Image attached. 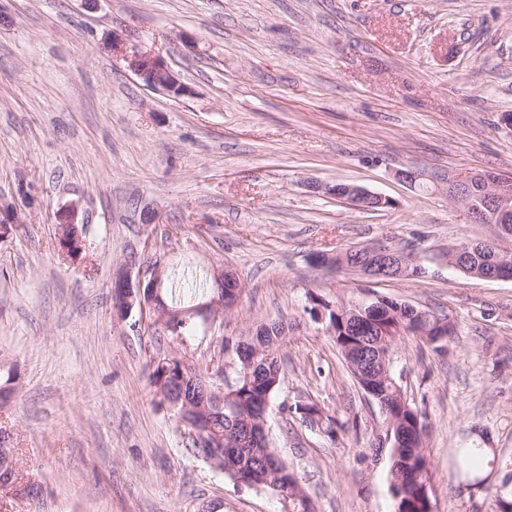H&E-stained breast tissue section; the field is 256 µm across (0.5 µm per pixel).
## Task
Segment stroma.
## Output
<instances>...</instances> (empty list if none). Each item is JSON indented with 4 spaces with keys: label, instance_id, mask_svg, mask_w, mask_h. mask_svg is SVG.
<instances>
[{
    "label": "stroma",
    "instance_id": "35a3bbf8",
    "mask_svg": "<svg viewBox=\"0 0 512 512\" xmlns=\"http://www.w3.org/2000/svg\"><path fill=\"white\" fill-rule=\"evenodd\" d=\"M152 50L190 92L151 90L119 52ZM424 176H512V0H0V364L16 367L0 425L16 444L0 512H280L193 455L158 407L152 363L182 357L214 386L234 346L284 321L269 443L315 512H394L384 416L336 347L329 307L393 298L448 317L442 351L413 336L393 373L428 424L433 512H497L503 471L459 477L456 451L512 456V281L426 262L373 280L313 264L377 242L436 250L494 239ZM351 183L372 212L315 192ZM77 212L81 253L60 249ZM155 216L145 223L144 213ZM232 271L242 292L176 337L112 306L118 271ZM309 400L335 438L293 410Z\"/></svg>",
    "mask_w": 512,
    "mask_h": 512
}]
</instances>
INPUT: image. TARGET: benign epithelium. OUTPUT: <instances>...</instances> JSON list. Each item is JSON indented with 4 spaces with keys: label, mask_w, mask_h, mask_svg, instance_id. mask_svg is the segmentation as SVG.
<instances>
[{
    "label": "benign epithelium",
    "mask_w": 512,
    "mask_h": 512,
    "mask_svg": "<svg viewBox=\"0 0 512 512\" xmlns=\"http://www.w3.org/2000/svg\"><path fill=\"white\" fill-rule=\"evenodd\" d=\"M127 67L136 76L148 79V88L161 90L175 96L189 93L177 74L169 69L153 51L134 50L125 53ZM435 180L446 184L448 196L467 207L474 221L481 224L497 225V235L501 240L512 238V232L503 227L506 215L512 212V180L505 176L489 175L486 173L471 172L464 176L448 179L440 174ZM312 189L345 201L349 206L357 209H372L377 203H382L386 197L372 192L356 184L336 183L314 184ZM472 243L464 241L453 245L440 253L441 259L448 265L467 272V275L485 280H512V252L504 250L494 243L487 244L493 254L494 267L498 272L487 274L479 269H467L464 260L470 252ZM366 250L374 258L373 263L362 269L354 271L368 278H384L392 274L394 278H414L424 270L422 265L423 249L414 243L404 245L378 243L366 246ZM224 304L215 298L199 307L200 316L211 321L223 313ZM183 402V412H191L197 418L194 432L205 437L208 429H200L209 415V393L203 392L196 396L191 394L180 395Z\"/></svg>",
    "instance_id": "benign-epithelium-1"
}]
</instances>
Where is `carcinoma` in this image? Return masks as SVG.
Masks as SVG:
<instances>
[{
  "label": "carcinoma",
  "mask_w": 512,
  "mask_h": 512,
  "mask_svg": "<svg viewBox=\"0 0 512 512\" xmlns=\"http://www.w3.org/2000/svg\"><path fill=\"white\" fill-rule=\"evenodd\" d=\"M218 294L213 277L198 275L192 269L169 271L163 275L160 295L169 308L184 315L171 318L167 324L172 334L181 336L191 330L196 318L187 310L210 300ZM374 312L362 317H346L342 308L328 311L329 327L333 331L336 347L347 362L359 386L370 387L369 396L376 402H387L388 413L395 417L402 442L390 449V487L403 492L399 499V512H433L429 496L421 493L428 484L429 465L424 453L423 435L426 434L424 417L410 404L395 401L400 393L392 371V357L397 338L411 335L431 344L437 351L453 333L452 326H440L431 317L420 319L408 315L407 306L396 300L381 298ZM288 324L272 321L261 326L248 337L246 348L256 351L250 377L237 381L235 399L230 402L215 401L212 406L215 418L206 436L222 435L238 428L255 417L257 407L270 401L281 383L282 359L279 344ZM16 374L13 369L0 373V409L9 406L15 393ZM200 380V376L181 359L165 355L154 361L151 385L158 405L174 413L178 421L193 426L181 414L182 406L173 405L170 394L186 380ZM459 473L473 476L481 483L480 472L488 467L512 473V459L498 456L488 448L457 449ZM225 476L236 484L268 491L278 498L281 512H314L311 500L297 489L296 477L288 464L278 458L269 446L224 449V462L219 464Z\"/></svg>",
  "instance_id": "cac0c4a2"
}]
</instances>
